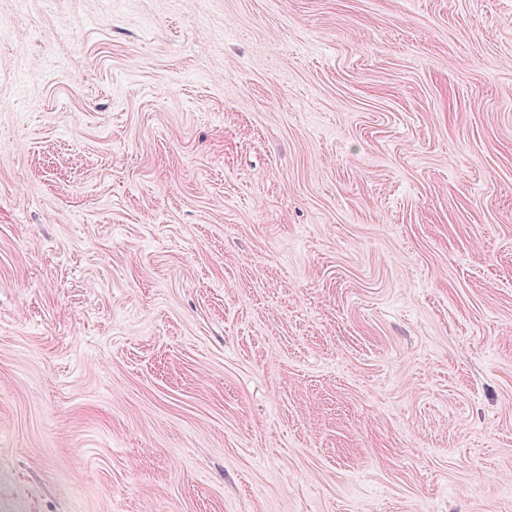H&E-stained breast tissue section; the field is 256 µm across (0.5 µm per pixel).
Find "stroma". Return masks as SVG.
Segmentation results:
<instances>
[{
    "label": "stroma",
    "mask_w": 512,
    "mask_h": 512,
    "mask_svg": "<svg viewBox=\"0 0 512 512\" xmlns=\"http://www.w3.org/2000/svg\"><path fill=\"white\" fill-rule=\"evenodd\" d=\"M0 512H512V0H0Z\"/></svg>",
    "instance_id": "stroma-1"
}]
</instances>
